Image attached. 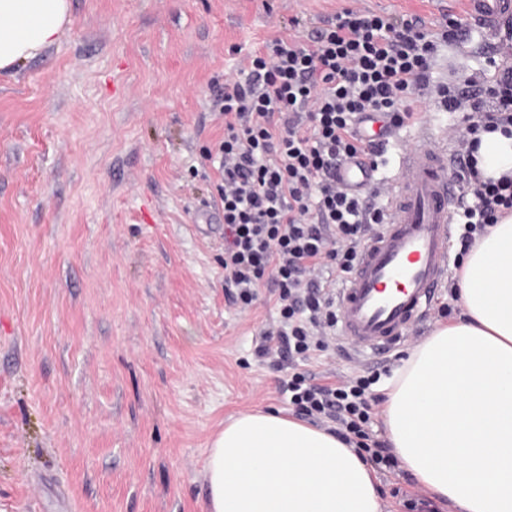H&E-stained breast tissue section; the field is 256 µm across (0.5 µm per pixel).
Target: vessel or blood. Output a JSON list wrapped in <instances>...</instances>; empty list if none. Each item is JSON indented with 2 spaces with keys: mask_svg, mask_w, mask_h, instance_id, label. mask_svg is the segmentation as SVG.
Instances as JSON below:
<instances>
[{
  "mask_svg": "<svg viewBox=\"0 0 512 512\" xmlns=\"http://www.w3.org/2000/svg\"><path fill=\"white\" fill-rule=\"evenodd\" d=\"M466 13L486 27L512 16V0H464ZM447 149L428 129L402 152L387 195L385 221L362 249L337 292L340 333L354 344L387 349L433 302L448 278L451 214L460 195L449 175ZM342 182L365 189L375 182L367 160L345 163Z\"/></svg>",
  "mask_w": 512,
  "mask_h": 512,
  "instance_id": "obj_1",
  "label": "vessel or blood"
}]
</instances>
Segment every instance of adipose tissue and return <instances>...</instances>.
I'll use <instances>...</instances> for the list:
<instances>
[{
  "label": "adipose tissue",
  "mask_w": 512,
  "mask_h": 512,
  "mask_svg": "<svg viewBox=\"0 0 512 512\" xmlns=\"http://www.w3.org/2000/svg\"><path fill=\"white\" fill-rule=\"evenodd\" d=\"M69 0H0V71L61 35ZM484 176L512 174V135L482 136ZM463 313L385 385L394 457L459 512H512V213L478 238L458 279ZM206 512H381L376 477L335 434L243 413L213 440Z\"/></svg>",
  "instance_id": "obj_1"
}]
</instances>
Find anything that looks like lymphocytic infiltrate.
<instances>
[{
	"label": "lymphocytic infiltrate",
	"instance_id": "f902f5d3",
	"mask_svg": "<svg viewBox=\"0 0 512 512\" xmlns=\"http://www.w3.org/2000/svg\"><path fill=\"white\" fill-rule=\"evenodd\" d=\"M447 39V28H432L417 14L347 9L316 25L297 17L225 77L214 100L224 115L218 169L226 297L247 309L258 288L275 292L280 324L262 332L256 357L291 367L282 390L296 416L323 424L385 464L392 461L386 444L367 442L366 393L378 373L352 384L320 382L303 364L328 349V332L336 327V290L321 271L350 274L384 220L382 209L336 182L342 161L379 158L362 122L377 116L393 127L420 122L422 100L431 94L449 112L470 104L473 114L455 151L466 185L462 250L512 211V177L483 178L476 156L481 133L512 129V67H502L479 97L471 77L458 86L431 85V60Z\"/></svg>",
	"mask_w": 512,
	"mask_h": 512
}]
</instances>
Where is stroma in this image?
I'll return each instance as SVG.
<instances>
[{"label":"stroma","mask_w":512,"mask_h":512,"mask_svg":"<svg viewBox=\"0 0 512 512\" xmlns=\"http://www.w3.org/2000/svg\"><path fill=\"white\" fill-rule=\"evenodd\" d=\"M448 17V0H69L59 39L0 72V512H205V463L226 421L293 409L288 373L255 356L268 289L224 295L213 100L244 52L296 16ZM495 32L463 26L432 79H492ZM381 361L337 342L318 374L394 371L461 307ZM383 512H454L400 465H375Z\"/></svg>","instance_id":"obj_1"}]
</instances>
